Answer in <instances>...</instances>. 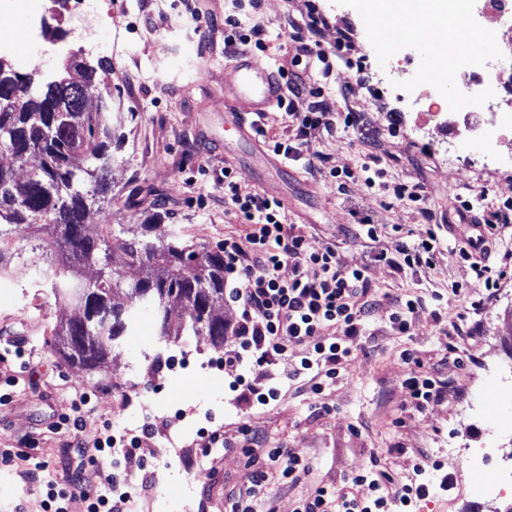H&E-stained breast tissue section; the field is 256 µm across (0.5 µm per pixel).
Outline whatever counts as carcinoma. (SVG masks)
<instances>
[{"instance_id": "cac0c4a2", "label": "carcinoma", "mask_w": 512, "mask_h": 512, "mask_svg": "<svg viewBox=\"0 0 512 512\" xmlns=\"http://www.w3.org/2000/svg\"><path fill=\"white\" fill-rule=\"evenodd\" d=\"M0 275L10 260L30 252L42 265L44 284L56 301H69L78 314L56 334L57 352L74 364L95 369L124 340L135 335V311H154L157 336L165 343L184 336H207L224 346V251L194 247L142 224L124 246L127 264L145 275L127 283L122 271L102 264L91 286L83 269L107 253L114 225L85 231L90 205L108 190L112 165V112L85 111L83 84L66 77L35 81L8 73L0 62ZM36 154L41 163L27 180L16 169ZM83 155L91 166L77 173L70 159ZM125 290L129 305L112 303ZM182 313L172 320L174 311Z\"/></svg>"}]
</instances>
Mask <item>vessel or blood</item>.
<instances>
[{
    "label": "vessel or blood",
    "instance_id": "vessel-or-blood-1",
    "mask_svg": "<svg viewBox=\"0 0 512 512\" xmlns=\"http://www.w3.org/2000/svg\"><path fill=\"white\" fill-rule=\"evenodd\" d=\"M380 40L400 33L401 21L393 15L371 18L368 25ZM228 81L232 96L225 103L226 121L236 133L257 131L267 112L279 106L284 87L273 68L261 60L240 54L231 66Z\"/></svg>",
    "mask_w": 512,
    "mask_h": 512
}]
</instances>
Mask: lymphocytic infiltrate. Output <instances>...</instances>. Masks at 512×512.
<instances>
[{
	"label": "lymphocytic infiltrate",
	"instance_id": "lymphocytic-infiltrate-1",
	"mask_svg": "<svg viewBox=\"0 0 512 512\" xmlns=\"http://www.w3.org/2000/svg\"><path fill=\"white\" fill-rule=\"evenodd\" d=\"M330 116L329 106L322 101L309 111L292 113L293 133L273 137L274 151L307 159L310 167L321 172L331 169L330 157L311 151L306 140L308 129L331 128ZM238 178L236 170L225 168L224 199L246 226L244 235L224 239V285L238 309L232 331L239 339L236 348L224 352V372L235 377L240 402L266 405L277 399V388L262 380L276 371L289 380L308 377L311 392L322 394L344 363L356 355L367 333L366 318L380 305L392 307L395 334L413 331L429 309L423 295H394L373 287L363 268L347 265L335 245L314 248L296 225L287 223L280 200L258 194L240 196ZM455 214L472 231L459 248L460 257L471 261L486 291L495 293L511 272L490 264V246L501 228L512 223V207L482 211L462 199ZM440 230L436 224L425 237L395 239L391 250H379L378 255L400 271L435 266L442 254ZM328 325L339 327L340 335H323ZM403 358L411 366L404 381L407 408L422 412L447 398L448 385L436 371L416 365L412 353H404ZM201 445L227 450L236 446L241 451L246 485L229 495V512H275L267 490L270 476L294 485L311 470L296 449L260 447L257 430L246 420L239 423L236 440L214 431L204 436ZM365 484L374 489L375 498L359 494V486ZM429 492V484L398 483L375 465L353 473L341 486L316 488L298 501L294 512H392L393 507L409 506Z\"/></svg>",
	"mask_w": 512,
	"mask_h": 512
}]
</instances>
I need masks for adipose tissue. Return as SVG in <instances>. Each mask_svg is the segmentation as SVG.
<instances>
[{
    "instance_id": "obj_1",
    "label": "adipose tissue",
    "mask_w": 512,
    "mask_h": 512,
    "mask_svg": "<svg viewBox=\"0 0 512 512\" xmlns=\"http://www.w3.org/2000/svg\"><path fill=\"white\" fill-rule=\"evenodd\" d=\"M362 8L369 16L390 12L405 20L421 18L436 29L435 42L445 46L446 52L440 56L437 66L430 73L434 81L452 79L456 69V60L451 54L453 44H469L473 41L472 35L462 34L460 27L449 25L443 0H362Z\"/></svg>"
}]
</instances>
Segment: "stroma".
Instances as JSON below:
<instances>
[{"label": "stroma", "mask_w": 512, "mask_h": 512, "mask_svg": "<svg viewBox=\"0 0 512 512\" xmlns=\"http://www.w3.org/2000/svg\"><path fill=\"white\" fill-rule=\"evenodd\" d=\"M16 24L0 28V61L19 75L46 80L60 76L68 60L86 65L110 64L104 79L86 86V108L95 110L101 97H112V171L104 202L89 211L88 225L113 224L110 263L125 266L134 280L137 268L126 267L123 246L138 225L161 221V231L183 242L215 249L225 235L243 234L224 202L216 181L225 168L240 172V196L260 194L285 200L288 223L304 232L313 246L337 245L344 260L362 266L373 287L393 293L415 290L436 295L433 312L423 315L412 335L393 334L390 308H379L368 321L370 355H357L341 369L321 395L309 390L307 377L283 384L280 399L267 406L237 404L208 337L160 348L152 311H138V331L113 351L101 369L88 371L56 354L54 334L75 314L69 302L45 295L38 270L26 262L11 263L0 276V336L22 337L21 349L0 344V512H42L47 481L71 477L83 463L59 427L76 393L86 392V436L108 431L117 438L142 435L141 451L128 455L117 477L120 489H131L130 512H225L230 489L245 482L238 451L212 449L201 470L189 467L202 430L233 433L242 418L266 436L268 447L297 449L312 469L294 486L271 481L269 494L276 512H294L299 498L317 485H342L372 460L395 480L413 473L414 451L427 449L444 463L443 472L425 469L421 481L431 486L427 498L412 503V512H506L511 503L473 493L483 482L512 483V427L479 416L481 398L496 393L512 401V283L500 289L476 317L483 331L466 349L473 361L457 367L446 358L448 324L485 288L470 262L454 246L455 201L479 199L485 209L512 205V180L481 169L450 167L437 142L448 129L435 118L440 102L452 99L461 112H481L486 91L430 83L427 77L408 85L404 97L386 94L402 114L399 137H391L388 118L356 81L359 64L374 71L401 59L434 67L433 49L404 39L385 48L367 33L368 17L360 0H320L330 18L320 31L325 61L296 58L292 37L305 28L309 0H90L88 10L66 11L63 0H45L43 30L27 38L28 0H7ZM261 24L266 48L259 55L273 69L301 74L303 83L292 101L295 111L330 99L335 112L365 113L369 134L309 129L312 149L331 157L337 169L355 167L364 156L377 159L386 181L417 184L425 191L421 203L399 202L367 188L364 180L339 192L335 180L304 161L277 155L269 142L253 146L224 125V66L234 54L224 48V18ZM354 27L352 48L336 50L338 30ZM28 41L32 60L21 64L15 52ZM443 222L444 255L433 269L396 271L372 259L368 241L348 242L341 225L371 217L384 229L403 225L412 238L425 236L423 208ZM462 286L464 296L453 293ZM411 350L428 367H437L452 391L447 399L423 412L402 414L407 399L404 379L409 371L401 353ZM161 364H154V354ZM404 426H394L397 416ZM28 448H19L23 436ZM401 444L402 453L392 452ZM486 445L508 452V459L489 461L485 472L470 470V448ZM46 465L36 478H26L29 458ZM447 489H440L442 475Z\"/></svg>", "instance_id": "1"}]
</instances>
